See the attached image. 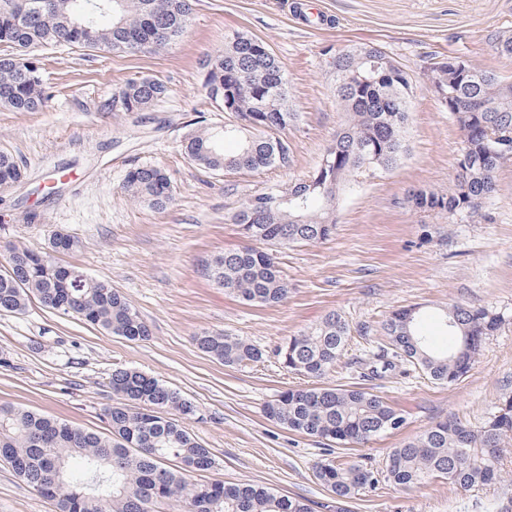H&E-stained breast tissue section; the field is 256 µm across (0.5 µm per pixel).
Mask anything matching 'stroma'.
I'll return each mask as SVG.
<instances>
[{"label":"stroma","mask_w":512,"mask_h":512,"mask_svg":"<svg viewBox=\"0 0 512 512\" xmlns=\"http://www.w3.org/2000/svg\"><path fill=\"white\" fill-rule=\"evenodd\" d=\"M504 28L512 29V0H195L185 35L157 53L38 50L46 108H0V151L26 172L0 189V266L7 243L40 250L52 233L70 235L79 245L60 262L123 293L151 337L131 342L35 302L21 313L0 312V404L101 433V410L113 398L109 374L136 368L196 407L182 424L217 464L190 481H251L304 497L315 512H336L315 477L326 459L379 471L390 449L448 416L482 425L512 398V162L500 168L478 224L420 212L409 194L446 187L462 147L453 116L425 86L426 69L435 57L456 56L512 76V60L491 47ZM238 31L266 40L279 56L298 120L284 135L286 164L217 174L190 163L181 144L197 126L226 122L227 113L206 97L203 61ZM359 43L380 45L414 76L409 151L396 167L357 177L341 195L331 239L278 249L291 286L283 303H244L201 265L243 245L228 216L244 199L289 187L319 166L345 120L325 50ZM146 76L166 85L164 99L145 112L101 110L127 81ZM141 165L169 177L174 200L166 209L132 204L121 193L126 172ZM454 302L503 319L463 378L439 385L403 362L383 378L366 376L372 354L387 343L383 325L393 311L420 307L425 334L442 348L448 335L439 310ZM332 311L349 322L351 339L325 384L381 395L405 418L400 429L362 446L294 433L264 414L267 402L300 382L274 349ZM204 331L246 339L266 357L224 365L198 349L194 338ZM500 469V481L470 490L442 478L413 488L382 482L345 509L512 512V442ZM0 512H54V505L0 463Z\"/></svg>","instance_id":"obj_1"}]
</instances>
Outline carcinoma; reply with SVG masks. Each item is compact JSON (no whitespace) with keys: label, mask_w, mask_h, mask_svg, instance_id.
I'll list each match as a JSON object with an SVG mask.
<instances>
[{"label":"carcinoma","mask_w":512,"mask_h":512,"mask_svg":"<svg viewBox=\"0 0 512 512\" xmlns=\"http://www.w3.org/2000/svg\"><path fill=\"white\" fill-rule=\"evenodd\" d=\"M193 0H0V106L13 112H40L49 96L41 67L32 52L68 47L120 53H156L187 30ZM498 56L512 60V34L493 39ZM206 96L224 108L233 99L235 123L222 129L201 127L187 135L184 154L214 171L258 172L288 161V144L280 137L297 119L290 108L288 80L281 60L262 39L235 33L224 49L208 57ZM336 93L347 119L325 152L327 167L288 188L250 196L230 216L247 244L211 259L203 273L239 299L277 305L288 298V280L274 248L319 243L336 230V201L359 173L391 168L407 152L405 128L411 112L414 81L406 68L383 48L369 44L339 50L335 60ZM450 95L463 136L465 171H456L446 190H422L414 198L424 212L461 215L469 223L486 219L483 201L496 190V174L512 157L492 158L502 139L512 140V79L472 64L464 72L454 65L438 74ZM160 80L127 82L102 109L144 112L166 95ZM226 138L239 150L224 152ZM15 158L0 152V188L22 180ZM129 199L163 210L173 201L168 176L159 168L129 169L122 181ZM77 241L55 233L47 248L7 247V268L0 273V311L21 313L31 299L48 309L74 316L129 341H145L148 325L129 300L105 281L76 266L62 265L57 254ZM441 319L456 343L435 350L421 325L423 313L406 307L384 324L393 354L440 384L465 376L499 328V314L485 308L450 304ZM350 327L333 311L279 346L276 356L288 371L324 378L346 351ZM198 348L227 365L258 363L264 353L246 340L222 333L196 337ZM113 402L101 410L110 436L75 428L41 414L0 405V461L34 491L55 502L56 512H159L178 497L184 512H312L303 497L281 495L254 482L193 483L190 472L215 467L213 453L184 429L180 419L195 413L194 404L157 378L118 366L108 381ZM267 418L280 427L336 444L361 445L404 422L387 400L362 388L319 385L291 387L265 405ZM512 437V399L504 400L483 425L472 428L456 417L437 422L423 434L394 448L378 476L413 487L444 478L462 489L487 485L500 477L502 443ZM370 469L359 463L320 465L316 477L345 503L368 487Z\"/></svg>","instance_id":"1"}]
</instances>
